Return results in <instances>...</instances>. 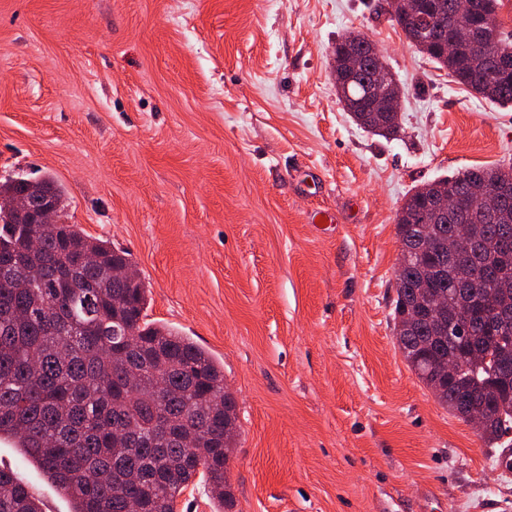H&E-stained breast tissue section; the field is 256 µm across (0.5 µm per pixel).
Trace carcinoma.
I'll list each match as a JSON object with an SVG mask.
<instances>
[{
	"label": "carcinoma",
	"mask_w": 512,
	"mask_h": 512,
	"mask_svg": "<svg viewBox=\"0 0 512 512\" xmlns=\"http://www.w3.org/2000/svg\"><path fill=\"white\" fill-rule=\"evenodd\" d=\"M441 27L462 0H418ZM499 0H481L476 23L499 26ZM458 84L500 106L512 105V40L503 31L481 51L462 45L448 61L437 44L415 45ZM351 93L343 106L367 131L394 139L399 122L379 124L361 100L377 93L370 81L371 47L363 41ZM460 199L444 218L420 188L397 213L400 255L395 269V318L418 316L434 295L459 304L457 268L444 243L466 224L484 243L463 260L470 314L454 344L448 328L420 319L395 332L409 367L439 403L462 419L485 411L481 440L493 447L512 432V324L494 322L497 306L512 308V195L499 219L487 217L483 195L512 176L499 168H470L432 181ZM47 198L64 208L65 188L53 176L0 181V437L36 465L72 502L71 512H176L178 498L200 476L211 488L214 512H233L227 461L236 448L237 404L224 371L191 337L147 320L145 284L112 280V266L134 264L125 249L87 234L77 224H22L15 199ZM461 362L452 378L440 359ZM0 512H43L8 467H0Z\"/></svg>",
	"instance_id": "carcinoma-1"
}]
</instances>
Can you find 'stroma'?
<instances>
[{"mask_svg": "<svg viewBox=\"0 0 512 512\" xmlns=\"http://www.w3.org/2000/svg\"><path fill=\"white\" fill-rule=\"evenodd\" d=\"M382 0H0V180L52 174L63 218L128 250L147 318L224 366L235 512H512L501 451L395 339L415 187L512 167V108L412 47ZM359 31L405 88L358 126L333 50ZM44 512L71 505L11 441Z\"/></svg>", "mask_w": 512, "mask_h": 512, "instance_id": "35a3bbf8", "label": "stroma"}]
</instances>
